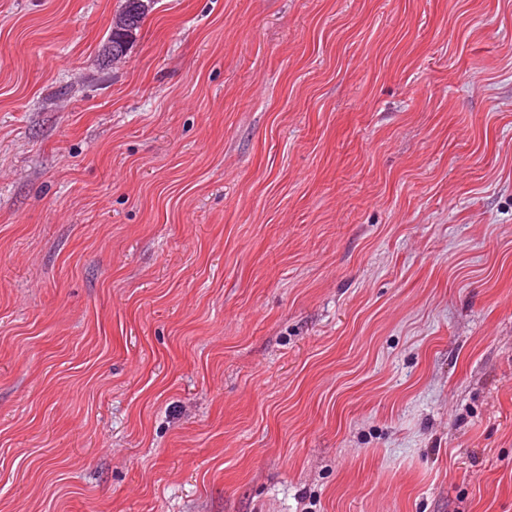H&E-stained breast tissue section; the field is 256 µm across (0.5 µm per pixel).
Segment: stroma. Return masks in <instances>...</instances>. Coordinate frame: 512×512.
Listing matches in <instances>:
<instances>
[{
  "mask_svg": "<svg viewBox=\"0 0 512 512\" xmlns=\"http://www.w3.org/2000/svg\"><path fill=\"white\" fill-rule=\"evenodd\" d=\"M0 0V512H512V0ZM146 6L143 0H123L121 10L112 20L107 46L113 60L124 56L129 38L140 27L145 16Z\"/></svg>",
  "mask_w": 512,
  "mask_h": 512,
  "instance_id": "35a3bbf8",
  "label": "stroma"
}]
</instances>
